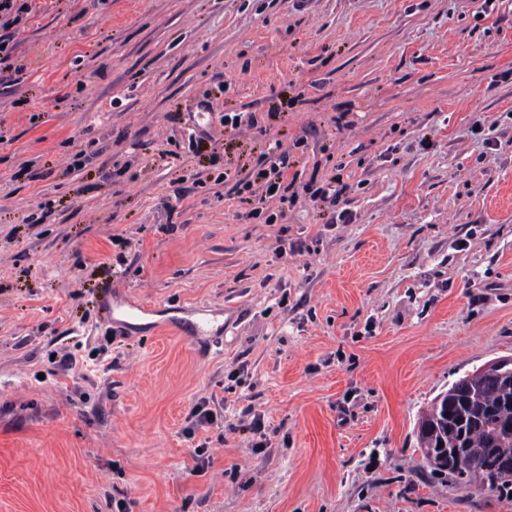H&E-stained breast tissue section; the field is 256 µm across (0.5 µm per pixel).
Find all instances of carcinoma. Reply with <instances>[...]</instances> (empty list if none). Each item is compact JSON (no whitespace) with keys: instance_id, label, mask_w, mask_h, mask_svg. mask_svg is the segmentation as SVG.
Here are the masks:
<instances>
[{"instance_id":"1","label":"carcinoma","mask_w":512,"mask_h":512,"mask_svg":"<svg viewBox=\"0 0 512 512\" xmlns=\"http://www.w3.org/2000/svg\"><path fill=\"white\" fill-rule=\"evenodd\" d=\"M469 385L474 391L470 400L462 402L447 391L440 406H431L420 418L419 425L427 427L425 437L418 438L423 454L440 443L454 448L459 441L479 450L512 451V388H497L478 371L469 378ZM438 472L448 473L464 486L478 481L492 491L512 494V471L496 468L493 457L483 452L472 456L464 468L448 463Z\"/></svg>"}]
</instances>
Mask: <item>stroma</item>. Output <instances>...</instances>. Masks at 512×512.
I'll use <instances>...</instances> for the list:
<instances>
[{
  "mask_svg": "<svg viewBox=\"0 0 512 512\" xmlns=\"http://www.w3.org/2000/svg\"><path fill=\"white\" fill-rule=\"evenodd\" d=\"M14 40L0 512H512L416 440L512 357V0H33ZM287 168L286 162L281 161L278 166L271 165L269 169H260L256 175L257 179H264L265 186V195L261 196V200H265L267 198L273 199L280 194V201L285 202L288 200V196L286 193L294 186L293 181H291L286 186L284 185V170ZM262 172H266V175H262ZM271 188H275V192H271ZM312 184L313 183L311 182V184L306 185L304 189L307 194H309L310 200L316 204H320V206L321 204H328L333 207L338 206L348 189V185L342 184L339 177H337V179L335 177L333 181L309 192L312 189ZM126 309L130 313H137L141 315L149 314L150 310L146 308L144 303L133 302L127 299L117 301V295L113 292L105 291L102 299V309L104 317L112 324H125L130 325L128 322L115 317L116 310Z\"/></svg>",
  "mask_w": 512,
  "mask_h": 512,
  "instance_id": "stroma-1",
  "label": "stroma"
}]
</instances>
